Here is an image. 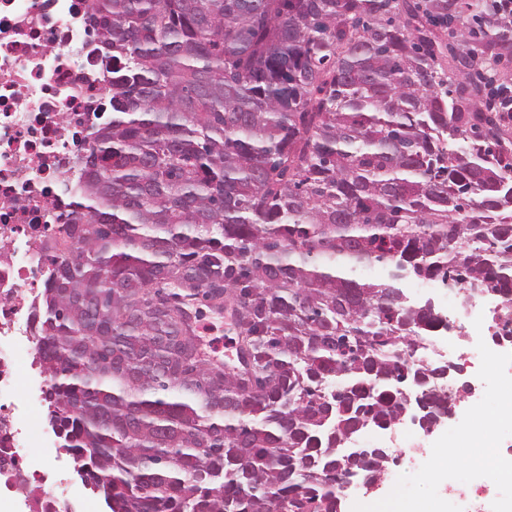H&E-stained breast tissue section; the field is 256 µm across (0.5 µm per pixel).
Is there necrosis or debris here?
<instances>
[{"label": "necrosis or debris", "instance_id": "4bbe7bcc", "mask_svg": "<svg viewBox=\"0 0 512 512\" xmlns=\"http://www.w3.org/2000/svg\"><path fill=\"white\" fill-rule=\"evenodd\" d=\"M97 0H0V512H92L94 504L69 476L59 439L35 428L46 406L39 362L43 261L53 241L45 225L73 209V185L112 97V57L93 35ZM23 367H15L17 354ZM480 361L495 373L486 404L512 399V351L485 344ZM47 449L54 467L36 468L27 448ZM405 476L431 481L469 500L474 512H498V486L476 482L462 465L427 473L426 453L410 442Z\"/></svg>", "mask_w": 512, "mask_h": 512}]
</instances>
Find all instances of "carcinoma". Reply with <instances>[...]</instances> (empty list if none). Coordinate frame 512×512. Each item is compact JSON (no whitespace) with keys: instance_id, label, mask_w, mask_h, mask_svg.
<instances>
[{"instance_id":"carcinoma-1","label":"carcinoma","mask_w":512,"mask_h":512,"mask_svg":"<svg viewBox=\"0 0 512 512\" xmlns=\"http://www.w3.org/2000/svg\"><path fill=\"white\" fill-rule=\"evenodd\" d=\"M112 115L50 258V424L110 512H337L441 326L411 281L512 291L497 0H98ZM378 265L380 282L354 277ZM237 304L251 385L175 338Z\"/></svg>"}]
</instances>
